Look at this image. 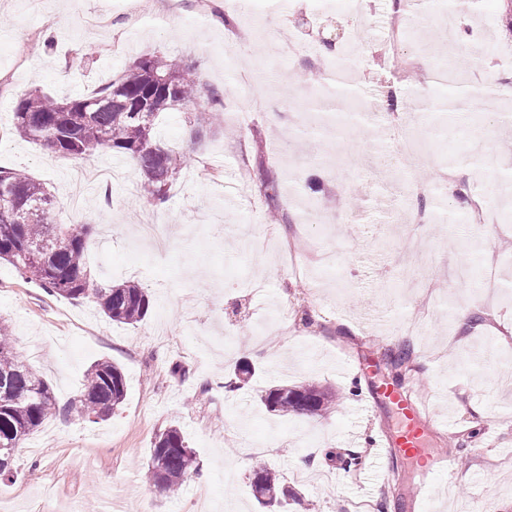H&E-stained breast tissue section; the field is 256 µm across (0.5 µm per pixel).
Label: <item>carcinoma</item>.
Returning a JSON list of instances; mask_svg holds the SVG:
<instances>
[{
	"instance_id": "obj_1",
	"label": "carcinoma",
	"mask_w": 512,
	"mask_h": 512,
	"mask_svg": "<svg viewBox=\"0 0 512 512\" xmlns=\"http://www.w3.org/2000/svg\"><path fill=\"white\" fill-rule=\"evenodd\" d=\"M384 111L395 117L403 108L398 86L386 90ZM224 105L222 93L199 80L174 57L146 54L99 91L72 98H54L39 89L16 102L13 133L62 157L86 158L102 149L131 158L147 198L163 201L186 157L162 147L155 137L163 112H180L190 126L204 129L215 120L211 108ZM144 112L136 111L138 107ZM269 213H280V183L264 181ZM91 227L64 225L55 219L54 200L46 184L24 170L0 167V260L21 276L66 299L90 297L109 320L126 325L141 322L151 308L148 293L127 281L97 279L87 259ZM404 377L412 351L390 354ZM127 383L120 367L108 360L93 363L79 399L80 413L97 423L124 401ZM336 394L312 385L277 386L263 397L267 409L285 414L320 415ZM60 411L50 385L32 372L14 352L7 326L0 324V477L11 473L15 449ZM197 471L196 458L176 427L159 434L150 448L147 481L164 492H175ZM252 488L264 505L288 501L292 492L279 475L264 466L253 470Z\"/></svg>"
}]
</instances>
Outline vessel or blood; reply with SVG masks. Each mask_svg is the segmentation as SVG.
I'll return each mask as SVG.
<instances>
[{
	"mask_svg": "<svg viewBox=\"0 0 512 512\" xmlns=\"http://www.w3.org/2000/svg\"><path fill=\"white\" fill-rule=\"evenodd\" d=\"M370 399L395 406L403 419V426L397 434L381 436L377 450L378 457L400 456L406 459L422 457L428 425L422 418L412 391L379 386L372 390Z\"/></svg>",
	"mask_w": 512,
	"mask_h": 512,
	"instance_id": "obj_1",
	"label": "vessel or blood"
}]
</instances>
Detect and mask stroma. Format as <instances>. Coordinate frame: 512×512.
Masks as SVG:
<instances>
[{
  "mask_svg": "<svg viewBox=\"0 0 512 512\" xmlns=\"http://www.w3.org/2000/svg\"><path fill=\"white\" fill-rule=\"evenodd\" d=\"M318 12L314 0L282 8L238 0L237 25L204 20L198 0H178L155 19L132 14L125 0H0V167L22 168L45 182L61 223L92 227L89 263L97 277L135 281L151 297L136 325L108 320L89 298L69 300L28 283L0 261V322L14 350L51 386L68 416L45 421L0 480V504L19 512H104L119 499L124 512H263L252 495L256 466L276 471L295 493L282 512H410L419 483L416 461L401 457L373 467L382 433L399 426L391 405H368V391L391 381L382 360L401 346L407 321L422 327L411 343L412 387L430 430L425 446L455 457L442 474L430 512H512V391L494 386L488 359L512 349V192L489 178L512 169V94L495 109L460 99L453 111H433L430 123L367 120L361 104L382 99L384 73L373 65L393 18L392 0H364L366 56L346 90L321 86L313 57L296 56L279 41L282 29L316 42L347 36L353 25L336 0ZM416 23L398 48L421 73L402 84L418 111H431L427 81L435 57L455 53L438 22L412 6ZM472 52L487 61L465 81L479 87L512 82L501 50L512 34L494 3L458 17ZM163 52L180 59L228 106L210 129L193 137L181 113H163L162 145L187 162L165 202L142 197L129 158L104 150L89 166L112 167L107 198L72 180L74 159L11 134L13 105L25 91L56 98L96 92L137 57ZM265 70L261 101L244 94L237 72ZM308 100L304 112L285 100ZM485 131V164L468 156L474 126ZM422 139L417 169L427 172L423 200L404 196L409 173L389 160L401 134ZM282 185L289 223H268L263 177ZM454 178L459 195L435 186ZM485 222L464 223L474 200ZM429 214L412 223L417 208ZM170 227V250L153 255L133 218ZM491 262L504 286L486 298L475 280ZM479 317L460 328L459 314ZM109 360L123 371L127 394L107 420L91 423L71 409L89 367ZM248 382L228 388L239 364ZM315 384L336 393L321 416L268 411L265 391L281 384ZM177 426L198 472L174 494L145 482L156 436ZM360 456L359 467L346 465Z\"/></svg>",
  "mask_w": 512,
  "mask_h": 512,
  "instance_id": "1",
  "label": "stroma"
}]
</instances>
